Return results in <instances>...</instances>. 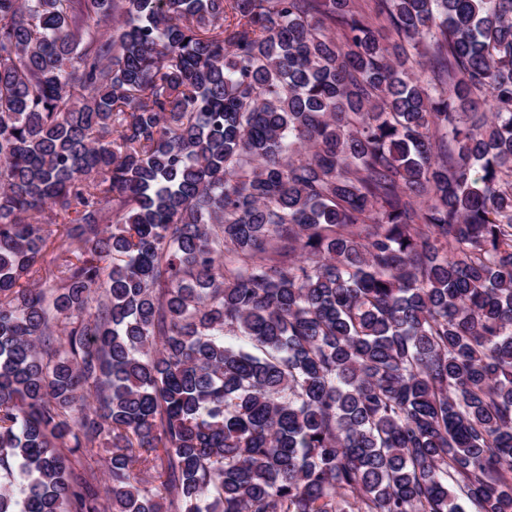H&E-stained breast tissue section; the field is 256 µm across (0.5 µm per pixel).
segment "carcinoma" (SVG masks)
<instances>
[{"mask_svg":"<svg viewBox=\"0 0 512 512\" xmlns=\"http://www.w3.org/2000/svg\"><path fill=\"white\" fill-rule=\"evenodd\" d=\"M108 509L512 512V0H0V512Z\"/></svg>","mask_w":512,"mask_h":512,"instance_id":"obj_1","label":"carcinoma"}]
</instances>
